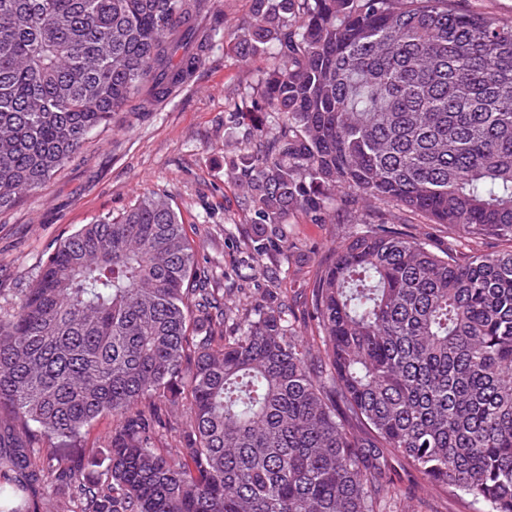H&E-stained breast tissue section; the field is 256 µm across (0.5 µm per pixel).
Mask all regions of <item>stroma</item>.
Instances as JSON below:
<instances>
[{
  "label": "stroma",
  "mask_w": 512,
  "mask_h": 512,
  "mask_svg": "<svg viewBox=\"0 0 512 512\" xmlns=\"http://www.w3.org/2000/svg\"><path fill=\"white\" fill-rule=\"evenodd\" d=\"M250 0H210L202 30L217 28L206 59L179 87L143 111L130 102L93 132L83 148L36 192L0 210V309H9L36 280L53 250L82 225L121 217L149 196L168 197L212 287L239 309L257 301L291 311L294 333L315 334L308 302L316 271L330 259L346 224L293 218L292 244L252 260L254 216L224 160L243 142L238 108L271 68L265 55L241 56L235 31ZM399 492L397 512H473L466 499L444 494L389 460Z\"/></svg>",
  "instance_id": "obj_1"
}]
</instances>
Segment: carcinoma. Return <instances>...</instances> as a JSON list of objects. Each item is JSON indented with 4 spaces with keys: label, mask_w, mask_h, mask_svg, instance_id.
I'll use <instances>...</instances> for the list:
<instances>
[{
    "label": "carcinoma",
    "mask_w": 512,
    "mask_h": 512,
    "mask_svg": "<svg viewBox=\"0 0 512 512\" xmlns=\"http://www.w3.org/2000/svg\"><path fill=\"white\" fill-rule=\"evenodd\" d=\"M272 68L225 160L258 224L352 217L316 274L319 345L239 317L165 197L85 224L0 312V512H392L386 455L512 512V23L458 0H250ZM206 0H0V208L202 61ZM378 220L359 217L360 203ZM448 228L434 252L396 232ZM112 417L108 463L79 459ZM178 432L174 455L156 442ZM428 223L424 218L415 216L408 224H393L396 231L412 235L418 238L427 237L432 250L445 249L448 247V230L435 224Z\"/></svg>",
    "instance_id": "obj_1"
}]
</instances>
